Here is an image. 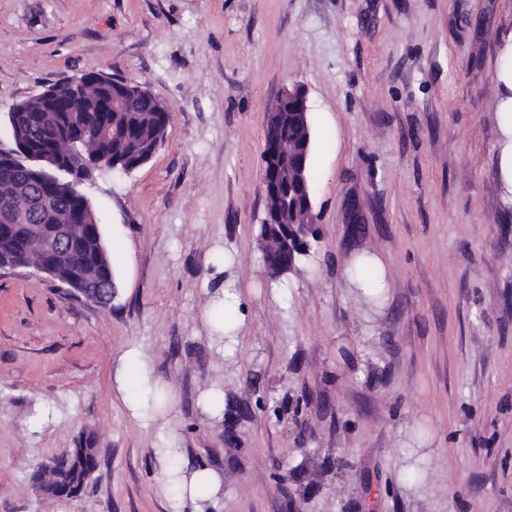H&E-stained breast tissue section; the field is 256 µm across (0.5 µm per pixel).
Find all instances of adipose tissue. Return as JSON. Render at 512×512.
<instances>
[{
	"label": "adipose tissue",
	"mask_w": 512,
	"mask_h": 512,
	"mask_svg": "<svg viewBox=\"0 0 512 512\" xmlns=\"http://www.w3.org/2000/svg\"><path fill=\"white\" fill-rule=\"evenodd\" d=\"M241 292L236 281L212 291L210 301L201 314L204 324L210 326V339L222 355H232L238 345L237 336L228 332L226 320L234 316L240 303ZM150 385L151 370L148 355L138 345L123 350L115 361L114 387L133 418L141 420L144 427L156 429L162 445L156 455L163 466L162 489L174 504L191 500L197 512H210L217 507L224 493L221 473L211 467H192L182 463V450L172 434V413L176 400L171 388H163L156 411H147L140 396L129 394L132 380Z\"/></svg>",
	"instance_id": "1"
}]
</instances>
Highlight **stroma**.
<instances>
[{
    "instance_id": "obj_1",
    "label": "stroma",
    "mask_w": 512,
    "mask_h": 512,
    "mask_svg": "<svg viewBox=\"0 0 512 512\" xmlns=\"http://www.w3.org/2000/svg\"><path fill=\"white\" fill-rule=\"evenodd\" d=\"M512 0H0V116L95 72L143 83L164 144L83 185L114 268L108 306L0 272V512H175L155 437L112 389L140 345L171 384L183 460L218 512H512V194L500 169ZM307 91L319 215L272 295L257 227L282 90ZM242 288L240 347L200 320L211 250ZM386 262L382 302L351 288ZM224 386V418L200 394ZM100 465L49 500L36 467L85 440ZM365 264L369 265L374 269L375 278L372 280L361 279L358 276L357 270L364 266ZM386 264L384 260L380 256L371 255H357L353 258L350 264L347 266L346 272L348 275L349 281L356 287L360 288V290L369 293L375 294L380 292L383 286L384 273H385Z\"/></svg>"
}]
</instances>
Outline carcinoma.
Returning <instances> with one entry per match:
<instances>
[{
  "label": "carcinoma",
  "mask_w": 512,
  "mask_h": 512,
  "mask_svg": "<svg viewBox=\"0 0 512 512\" xmlns=\"http://www.w3.org/2000/svg\"><path fill=\"white\" fill-rule=\"evenodd\" d=\"M126 88L127 80L110 76L104 80L99 73L48 84V90L69 101L70 111L53 112L49 109V101L39 97L30 99L29 111L23 113V121L28 128L31 148L55 154L60 163L67 164L74 161L70 143L79 139L88 156L120 165L140 159L149 144L164 138L171 113L155 111L153 99L146 96L128 103L121 110L100 111L101 104L122 96ZM273 142L284 149V162L274 189H265L267 212L280 213L288 224L317 223L308 167L312 148L310 123L288 113L287 121L268 128L263 149H268ZM13 164L8 172L0 169V212L7 206L15 216L12 224L0 220V251L11 241L21 240L36 259L43 242L41 225L66 226L84 241V246L66 257L65 269L81 274L93 268L100 279L114 274L110 253H105L101 259L97 257L96 250L100 249L97 240L102 238L101 233L92 234L88 225L69 222L72 210L78 206L72 179L61 175L53 181L52 194L43 200L37 215L30 216L24 209L33 205L38 188L25 167H31L33 163L19 157ZM98 466L97 449L90 446L72 448L66 465L50 471L43 468L34 474V481L41 488L69 484L82 490L86 486L83 475L96 471Z\"/></svg>",
  "instance_id": "obj_1"
}]
</instances>
